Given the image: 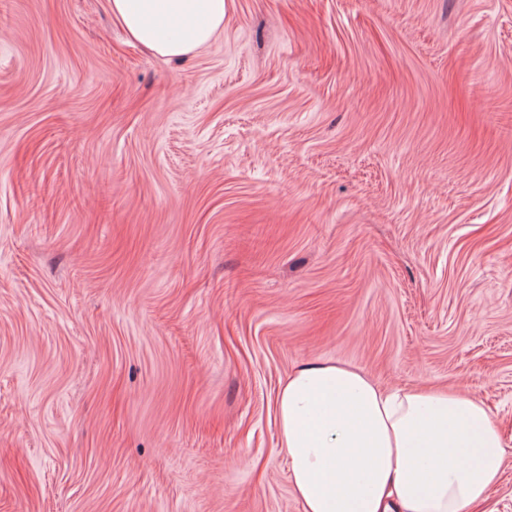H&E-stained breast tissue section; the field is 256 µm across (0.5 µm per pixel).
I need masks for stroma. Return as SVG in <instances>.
<instances>
[{
	"label": "stroma",
	"instance_id": "obj_1",
	"mask_svg": "<svg viewBox=\"0 0 512 512\" xmlns=\"http://www.w3.org/2000/svg\"><path fill=\"white\" fill-rule=\"evenodd\" d=\"M314 361L482 399L512 512V0H0V512H302ZM112 19L153 53L182 58L224 28L225 0H108Z\"/></svg>",
	"mask_w": 512,
	"mask_h": 512
}]
</instances>
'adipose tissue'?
I'll list each match as a JSON object with an SVG mask.
<instances>
[{"label": "adipose tissue", "instance_id": "ef3b65f1", "mask_svg": "<svg viewBox=\"0 0 512 512\" xmlns=\"http://www.w3.org/2000/svg\"><path fill=\"white\" fill-rule=\"evenodd\" d=\"M113 20L153 53L182 58L224 28L225 0H108ZM303 512H467L498 484L500 429L452 390L380 387L345 363L289 374L275 410Z\"/></svg>", "mask_w": 512, "mask_h": 512}]
</instances>
